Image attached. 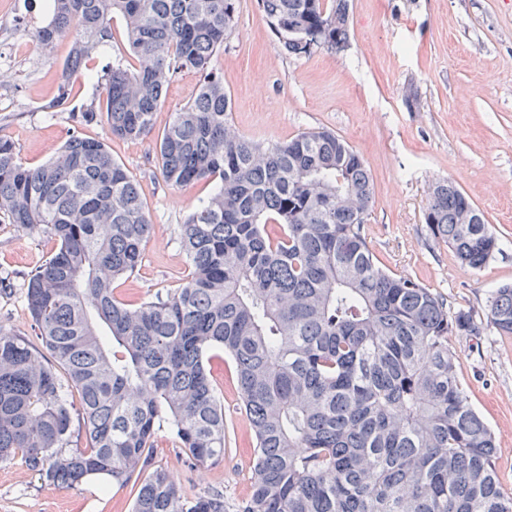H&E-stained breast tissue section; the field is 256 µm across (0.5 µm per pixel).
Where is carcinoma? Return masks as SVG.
<instances>
[{"instance_id": "1", "label": "carcinoma", "mask_w": 512, "mask_h": 512, "mask_svg": "<svg viewBox=\"0 0 512 512\" xmlns=\"http://www.w3.org/2000/svg\"><path fill=\"white\" fill-rule=\"evenodd\" d=\"M285 53L348 47L350 0H258ZM239 0H50L40 50L71 42L50 109L69 78L125 26L134 68L103 70V99L71 112L77 131L47 162H21L0 136V218L51 236L24 300L33 336L0 327V463L43 483L135 485L131 512H512L495 434L470 403L450 337L482 335L419 281L373 253L364 159L329 130L283 142L230 131L231 98L211 61ZM202 82L158 142L171 187L216 183L180 225L190 273L140 304L115 295L141 263L153 224L136 181L105 142L150 135L169 84ZM424 221L472 268L499 241L470 197L445 180ZM512 335V284L489 300ZM231 358L252 432L249 494L231 505L194 491L192 473L224 459V405L213 358ZM78 397V402L70 400ZM164 430L181 477L155 463Z\"/></svg>"}]
</instances>
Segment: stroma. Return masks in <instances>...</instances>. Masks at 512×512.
<instances>
[{"label":"stroma","instance_id":"obj_1","mask_svg":"<svg viewBox=\"0 0 512 512\" xmlns=\"http://www.w3.org/2000/svg\"><path fill=\"white\" fill-rule=\"evenodd\" d=\"M44 4L0 0V68L10 72L0 84V136L32 166L49 160L73 128L69 110L48 106L70 42L37 49ZM349 36L343 51L288 55L256 0H240L235 31L214 58L232 98L231 125L265 142L328 129L363 157L374 183L365 230L375 254L484 325L480 340L455 337L451 347L472 406L495 433L499 481L512 494V336L486 323L492 290L512 282V0H351ZM125 53L116 17L93 75L73 80L71 108L101 96L97 73ZM83 132L106 141L138 181L154 227L134 278L116 282L117 297L140 303L178 288L188 272L179 226L213 184L166 185L155 137L113 138L99 122ZM443 179L472 199L500 240L481 269L461 265L425 224L429 192ZM55 247L46 233L0 222L1 327L29 332L23 284ZM212 376L224 400L227 447L220 466L196 470L193 480L234 503L250 490V427L231 361L214 359ZM132 500L128 486L105 490L91 480L61 489L21 465L0 464V512H130Z\"/></svg>","mask_w":512,"mask_h":512}]
</instances>
